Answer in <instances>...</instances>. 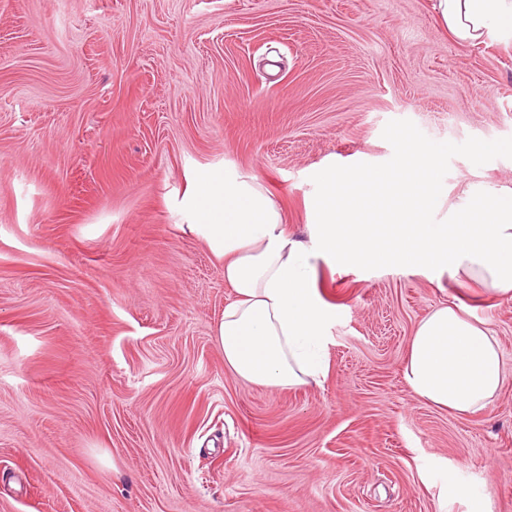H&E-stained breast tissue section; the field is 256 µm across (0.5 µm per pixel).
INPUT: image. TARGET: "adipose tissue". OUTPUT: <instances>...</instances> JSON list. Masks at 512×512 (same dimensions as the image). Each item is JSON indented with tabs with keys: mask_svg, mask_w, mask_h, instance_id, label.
<instances>
[{
	"mask_svg": "<svg viewBox=\"0 0 512 512\" xmlns=\"http://www.w3.org/2000/svg\"><path fill=\"white\" fill-rule=\"evenodd\" d=\"M432 9L455 40L470 46L512 36V0H432ZM444 153L411 141L389 172L324 174L305 241L288 235L281 210L256 178L196 177L190 204L200 221L189 230L223 258L224 279L237 294L215 327L233 373L267 388L320 383L332 316L310 286L319 254L361 267L446 263L454 278L512 297V197L434 221L443 206ZM403 376L417 397L470 416L499 392L504 360L494 331L452 300L418 323Z\"/></svg>",
	"mask_w": 512,
	"mask_h": 512,
	"instance_id": "1",
	"label": "adipose tissue"
}]
</instances>
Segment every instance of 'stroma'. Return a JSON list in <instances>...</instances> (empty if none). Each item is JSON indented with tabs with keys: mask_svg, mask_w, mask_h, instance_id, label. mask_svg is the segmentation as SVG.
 Instances as JSON below:
<instances>
[{
	"mask_svg": "<svg viewBox=\"0 0 512 512\" xmlns=\"http://www.w3.org/2000/svg\"><path fill=\"white\" fill-rule=\"evenodd\" d=\"M410 140L446 146L448 210L512 190V39L462 44L430 0H0V512H469L455 486L512 512V301L315 259L328 373L259 387L215 340L224 262L182 230L206 171L307 237L323 173ZM451 298L504 359L469 417L402 375Z\"/></svg>",
	"mask_w": 512,
	"mask_h": 512,
	"instance_id": "obj_1",
	"label": "stroma"
}]
</instances>
